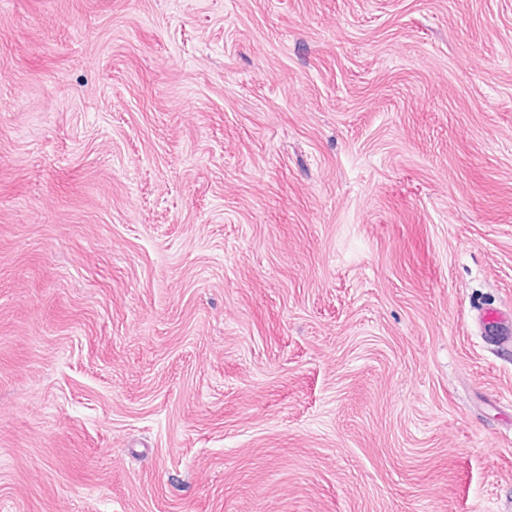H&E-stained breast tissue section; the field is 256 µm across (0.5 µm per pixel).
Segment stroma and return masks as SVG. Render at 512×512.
<instances>
[{
	"instance_id": "1",
	"label": "stroma",
	"mask_w": 512,
	"mask_h": 512,
	"mask_svg": "<svg viewBox=\"0 0 512 512\" xmlns=\"http://www.w3.org/2000/svg\"><path fill=\"white\" fill-rule=\"evenodd\" d=\"M512 0H0V512H512ZM483 330L488 336L504 338L509 334L512 322L507 321L506 316L496 310L486 311L482 315Z\"/></svg>"
}]
</instances>
